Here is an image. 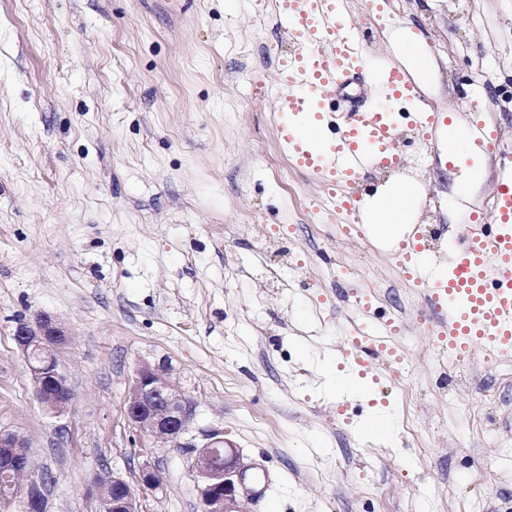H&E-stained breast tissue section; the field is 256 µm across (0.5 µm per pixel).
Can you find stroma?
<instances>
[{
	"label": "stroma",
	"instance_id": "1",
	"mask_svg": "<svg viewBox=\"0 0 512 512\" xmlns=\"http://www.w3.org/2000/svg\"><path fill=\"white\" fill-rule=\"evenodd\" d=\"M258 0H0V430L23 436L48 512H99L97 474L161 478L141 512H203L197 455L212 431L248 470L243 512H512V357L442 354L426 304L391 251L341 237L318 175L279 144L273 89L294 44ZM371 61L392 32L425 43L426 106L497 128L472 159L401 131L419 223L467 235L512 161V0H349ZM268 92L258 95L256 81ZM376 287L373 321L399 318L396 364L374 358L366 398L329 385ZM47 313L69 332L75 393L38 403L14 339ZM166 366L191 405L179 444L126 415L138 367ZM485 415L473 434L467 412ZM383 413L393 439L362 443ZM424 429L410 434L404 419ZM265 479L266 492L252 485Z\"/></svg>",
	"mask_w": 512,
	"mask_h": 512
}]
</instances>
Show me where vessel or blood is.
Returning <instances> with one entry per match:
<instances>
[{
    "instance_id": "1",
    "label": "vessel or blood",
    "mask_w": 512,
    "mask_h": 512,
    "mask_svg": "<svg viewBox=\"0 0 512 512\" xmlns=\"http://www.w3.org/2000/svg\"><path fill=\"white\" fill-rule=\"evenodd\" d=\"M276 16L295 44L279 68L280 142L297 166L319 175L330 208L350 215L356 234H363L354 184L372 168L402 163L393 105H407L410 125L433 133L446 128L445 117L419 107L418 86L383 64L374 67L375 109L337 111V89L369 66L344 0H277ZM449 131L486 154L499 147L494 129L479 120ZM443 234V229L416 224L393 249L403 280L424 294L440 325V346L459 360L469 359L477 346L496 356L512 355V165L501 169L489 226L449 242L444 269L428 256L429 239ZM353 301L364 319L341 359L364 370L371 358L389 353L399 322L371 323L366 294L355 293Z\"/></svg>"
}]
</instances>
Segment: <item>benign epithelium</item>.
I'll use <instances>...</instances> for the list:
<instances>
[{
  "mask_svg": "<svg viewBox=\"0 0 512 512\" xmlns=\"http://www.w3.org/2000/svg\"><path fill=\"white\" fill-rule=\"evenodd\" d=\"M67 338L65 325L46 313L19 321L15 330L37 399L46 411L57 415L70 410L74 402L57 359ZM126 414L141 434L175 443L186 431L190 409L165 366L144 364L130 389ZM196 465L202 478L200 494L205 512H242L238 487L244 479V467L237 448L223 434L214 433L200 450ZM0 472L12 479L15 488V497L3 500L4 506L16 501L23 512H47V488L40 478L30 477L29 447L22 436L0 431ZM94 486L100 512H140V494L159 488L160 477L153 468L145 467L139 473L136 490L123 478L105 474L95 477Z\"/></svg>",
  "mask_w": 512,
  "mask_h": 512,
  "instance_id": "1",
  "label": "benign epithelium"
}]
</instances>
